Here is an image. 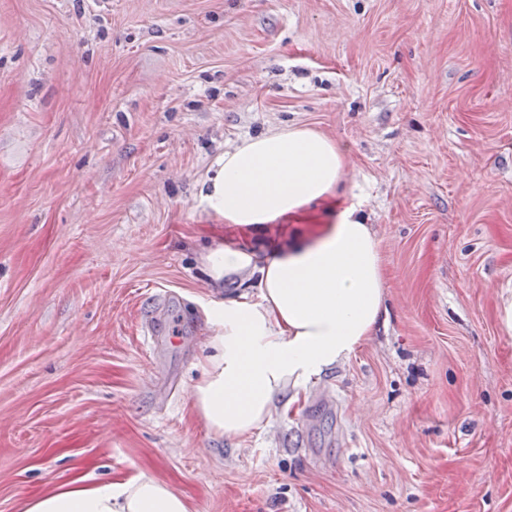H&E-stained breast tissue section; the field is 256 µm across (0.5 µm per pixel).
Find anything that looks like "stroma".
Wrapping results in <instances>:
<instances>
[{
	"mask_svg": "<svg viewBox=\"0 0 512 512\" xmlns=\"http://www.w3.org/2000/svg\"><path fill=\"white\" fill-rule=\"evenodd\" d=\"M288 125L347 148L389 313L217 436L189 412L221 294L196 187ZM508 299L512 0H0V512L141 474L190 512H512Z\"/></svg>",
	"mask_w": 512,
	"mask_h": 512,
	"instance_id": "35a3bbf8",
	"label": "stroma"
}]
</instances>
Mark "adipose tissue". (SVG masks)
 I'll list each match as a JSON object with an SVG mask.
<instances>
[{
  "instance_id": "adipose-tissue-1",
  "label": "adipose tissue",
  "mask_w": 512,
  "mask_h": 512,
  "mask_svg": "<svg viewBox=\"0 0 512 512\" xmlns=\"http://www.w3.org/2000/svg\"><path fill=\"white\" fill-rule=\"evenodd\" d=\"M344 146L308 126L270 130L226 149L196 197L225 224H274L340 196L349 174ZM214 286L246 272L254 290L215 303L214 332L197 366L191 409L218 436L263 429L279 399L298 404L323 373L354 356L386 315L381 243L355 204L306 241L261 254L215 240L200 256ZM24 512H189L186 499L154 478L98 483L77 477L31 497Z\"/></svg>"
}]
</instances>
